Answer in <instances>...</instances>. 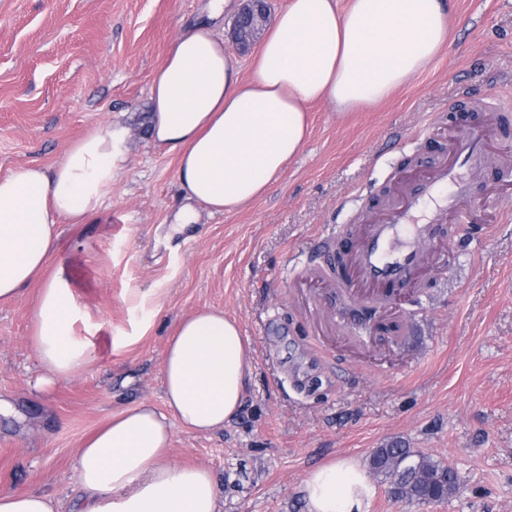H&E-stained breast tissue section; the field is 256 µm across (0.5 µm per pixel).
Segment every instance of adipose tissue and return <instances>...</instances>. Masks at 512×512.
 Here are the masks:
<instances>
[{"instance_id": "1", "label": "adipose tissue", "mask_w": 512, "mask_h": 512, "mask_svg": "<svg viewBox=\"0 0 512 512\" xmlns=\"http://www.w3.org/2000/svg\"><path fill=\"white\" fill-rule=\"evenodd\" d=\"M448 39L444 0H288L272 19L252 80H242L224 39L208 24L182 29L150 87L157 146L176 152V180L192 208L233 212L264 195L286 172L309 131V104L339 110L376 103L420 73ZM125 130L96 127L52 168L0 177V303L36 287L29 342L40 385L64 380L91 359L75 342V295L63 271L49 272L59 221L84 224L112 189L114 151ZM248 347L223 309L177 321L163 359L164 410L146 401L110 414L81 442L74 496L0 487V512H222L210 469L171 460L174 425L222 429L239 411ZM309 512H366L372 493L352 460L312 471Z\"/></svg>"}]
</instances>
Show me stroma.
I'll list each match as a JSON object with an SVG mask.
<instances>
[{
	"instance_id": "1",
	"label": "stroma",
	"mask_w": 512,
	"mask_h": 512,
	"mask_svg": "<svg viewBox=\"0 0 512 512\" xmlns=\"http://www.w3.org/2000/svg\"><path fill=\"white\" fill-rule=\"evenodd\" d=\"M208 0H0V176L52 169L87 130L127 136L100 213L60 224L63 270L91 360L39 389L34 293L0 304V486L67 501L81 440L146 400L163 404L176 321L223 309L251 346L242 406L223 429L174 427L172 459L214 474L223 512H309L314 469L394 440L448 464L457 492L409 506L370 474L368 512H512V186L496 141L485 203L431 270L375 313L382 340L340 315L325 261L333 226L363 224L447 159L456 126L512 115V0H445L448 41L386 100L310 107V133L281 180L248 208L174 231L185 205L175 153L148 135L149 90L171 40Z\"/></svg>"
}]
</instances>
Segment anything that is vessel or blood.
Listing matches in <instances>:
<instances>
[{
    "label": "vessel or blood",
    "mask_w": 512,
    "mask_h": 512,
    "mask_svg": "<svg viewBox=\"0 0 512 512\" xmlns=\"http://www.w3.org/2000/svg\"><path fill=\"white\" fill-rule=\"evenodd\" d=\"M489 162L483 134L457 137L448 162L412 184L401 201L386 214L364 225L354 245H347L348 230L336 228L338 288L373 292L410 282L429 265L434 245L443 243L444 220L455 214L469 223L481 205L478 182Z\"/></svg>",
    "instance_id": "vessel-or-blood-1"
}]
</instances>
